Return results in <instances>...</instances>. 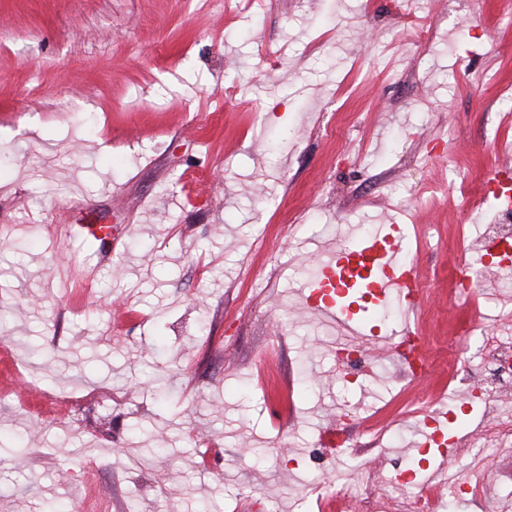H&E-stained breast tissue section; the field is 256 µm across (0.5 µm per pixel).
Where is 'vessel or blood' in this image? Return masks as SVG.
Listing matches in <instances>:
<instances>
[{"instance_id": "1", "label": "vessel or blood", "mask_w": 512, "mask_h": 512, "mask_svg": "<svg viewBox=\"0 0 512 512\" xmlns=\"http://www.w3.org/2000/svg\"><path fill=\"white\" fill-rule=\"evenodd\" d=\"M78 230L96 241L100 263L111 262L117 247L111 225L89 221ZM403 239L400 227L390 224L381 235L336 250L321 264L304 296L308 311L328 317L370 355L391 353L395 339L411 334L412 327L405 322L389 335L369 337L367 319L357 310V303L377 304L395 298L407 312L416 314L421 308L413 270L399 260Z\"/></svg>"}]
</instances>
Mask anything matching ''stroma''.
<instances>
[{
  "instance_id": "obj_1",
  "label": "stroma",
  "mask_w": 512,
  "mask_h": 512,
  "mask_svg": "<svg viewBox=\"0 0 512 512\" xmlns=\"http://www.w3.org/2000/svg\"><path fill=\"white\" fill-rule=\"evenodd\" d=\"M472 1L0 0V512H320L412 456L419 406L463 403L438 339L512 331V278L451 294L512 146V24ZM86 206L111 263L54 221ZM384 224L413 246L418 383L394 353L347 381V337L301 307L329 251ZM332 421L354 442L321 468ZM507 424L512 394L459 414L422 475L483 494L443 512H512Z\"/></svg>"
}]
</instances>
